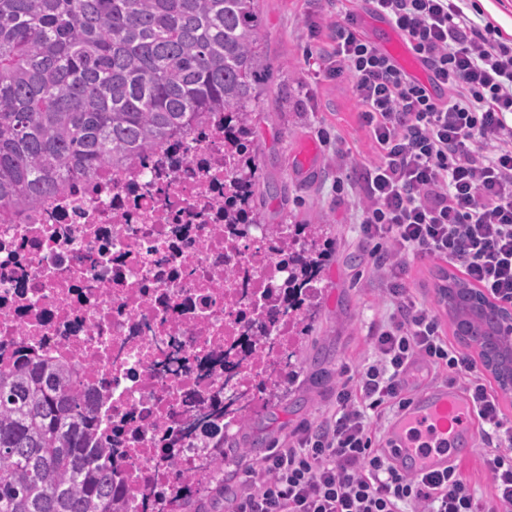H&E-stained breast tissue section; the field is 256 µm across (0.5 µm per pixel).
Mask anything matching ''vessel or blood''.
Instances as JSON below:
<instances>
[{
  "instance_id": "vessel-or-blood-1",
  "label": "vessel or blood",
  "mask_w": 512,
  "mask_h": 512,
  "mask_svg": "<svg viewBox=\"0 0 512 512\" xmlns=\"http://www.w3.org/2000/svg\"><path fill=\"white\" fill-rule=\"evenodd\" d=\"M383 49L412 78L428 82V72L395 30H388ZM475 434L471 404L456 386L441 383L412 396L390 420L384 446L403 472L429 475L445 471L456 458L469 454Z\"/></svg>"
}]
</instances>
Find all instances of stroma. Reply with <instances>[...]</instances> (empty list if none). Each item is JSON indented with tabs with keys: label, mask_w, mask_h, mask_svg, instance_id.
Segmentation results:
<instances>
[{
	"label": "stroma",
	"mask_w": 512,
	"mask_h": 512,
	"mask_svg": "<svg viewBox=\"0 0 512 512\" xmlns=\"http://www.w3.org/2000/svg\"><path fill=\"white\" fill-rule=\"evenodd\" d=\"M259 8L269 76L252 114V141L260 183L272 191L256 205L272 224L324 225L328 247L319 304L296 348L288 385L227 432L225 485L244 479L301 424L329 412L344 369L368 357L371 327L387 312L372 263L358 246L354 194L336 188L375 155L356 122L350 81L326 74L325 53L340 19L334 0H260ZM342 141L352 151L346 162L336 155ZM309 143L319 155L304 171L298 156Z\"/></svg>",
	"instance_id": "1"
}]
</instances>
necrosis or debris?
Listing matches in <instances>:
<instances>
[{
	"label": "necrosis or debris",
	"instance_id": "4bbe7bcc",
	"mask_svg": "<svg viewBox=\"0 0 512 512\" xmlns=\"http://www.w3.org/2000/svg\"><path fill=\"white\" fill-rule=\"evenodd\" d=\"M236 174L212 112L0 223V370L74 367L99 441L126 453L127 512H172L204 425L259 405L300 340L303 310L277 298L288 236L224 221Z\"/></svg>",
	"mask_w": 512,
	"mask_h": 512
}]
</instances>
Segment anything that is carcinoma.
I'll list each match as a JSON object with an SVG mask.
<instances>
[{"instance_id": "obj_1", "label": "carcinoma", "mask_w": 512, "mask_h": 512, "mask_svg": "<svg viewBox=\"0 0 512 512\" xmlns=\"http://www.w3.org/2000/svg\"><path fill=\"white\" fill-rule=\"evenodd\" d=\"M259 0H0V217L8 220L71 179L138 153L204 112L224 113V133L252 144L250 114L265 66ZM256 156L236 181L231 224L253 211ZM302 255L287 260L284 301L319 281L318 225L297 224ZM448 319L503 355L493 310L473 288L442 273ZM95 410L71 367L27 360L0 372V512H126L114 484L117 449L93 432ZM212 467L224 474V433L203 428Z\"/></svg>"}]
</instances>
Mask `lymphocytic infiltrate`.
Listing matches in <instances>:
<instances>
[{
    "instance_id": "f902f5d3",
    "label": "lymphocytic infiltrate",
    "mask_w": 512,
    "mask_h": 512,
    "mask_svg": "<svg viewBox=\"0 0 512 512\" xmlns=\"http://www.w3.org/2000/svg\"><path fill=\"white\" fill-rule=\"evenodd\" d=\"M367 2L430 72L426 85L408 76L364 35L355 12L337 24L328 71L350 79L377 153L360 182V242L395 257L381 277L387 313L371 357L337 385L332 410L265 455L224 512H512V421L406 276L408 259L439 260L512 304V40L456 0ZM420 362L442 382L465 385L492 450L488 506L458 463L415 476L383 450L375 422L404 406L406 374Z\"/></svg>"
}]
</instances>
